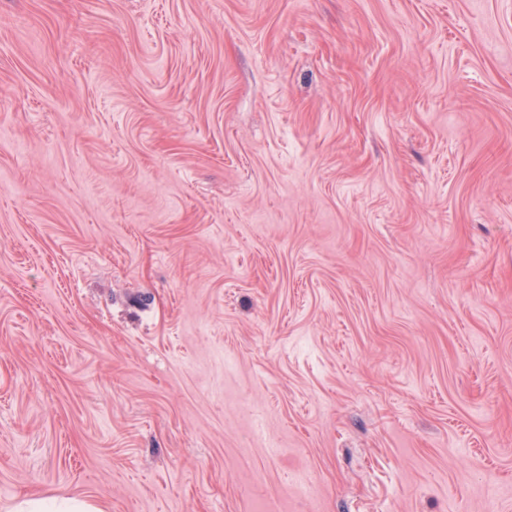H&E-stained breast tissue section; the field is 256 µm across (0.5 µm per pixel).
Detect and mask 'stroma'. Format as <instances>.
I'll return each mask as SVG.
<instances>
[{
	"label": "stroma",
	"instance_id": "stroma-1",
	"mask_svg": "<svg viewBox=\"0 0 512 512\" xmlns=\"http://www.w3.org/2000/svg\"><path fill=\"white\" fill-rule=\"evenodd\" d=\"M512 512V0H0V510ZM13 511L20 512H104L97 505L78 498H40L24 501L19 508Z\"/></svg>",
	"mask_w": 512,
	"mask_h": 512
}]
</instances>
